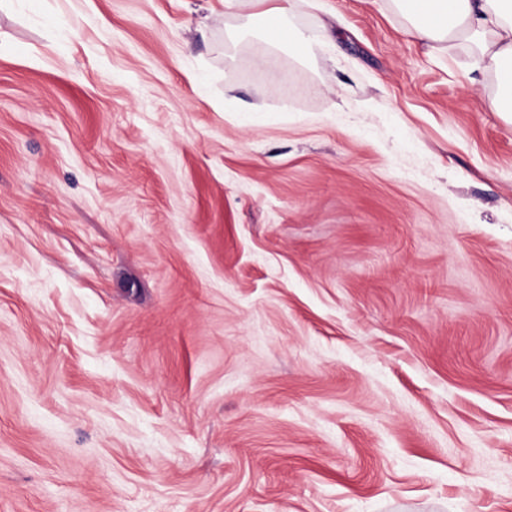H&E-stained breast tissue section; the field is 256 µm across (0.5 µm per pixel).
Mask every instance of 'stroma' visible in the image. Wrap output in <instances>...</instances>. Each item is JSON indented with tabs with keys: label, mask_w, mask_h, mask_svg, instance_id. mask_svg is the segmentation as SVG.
<instances>
[{
	"label": "stroma",
	"mask_w": 512,
	"mask_h": 512,
	"mask_svg": "<svg viewBox=\"0 0 512 512\" xmlns=\"http://www.w3.org/2000/svg\"><path fill=\"white\" fill-rule=\"evenodd\" d=\"M257 11L0 0V512H512V117ZM295 1L285 0L288 6H273L260 13L265 20L267 41L287 47L289 45L301 52L311 49L314 45H333L330 29L322 24L308 31L296 30L288 25L286 18L290 16Z\"/></svg>",
	"instance_id": "stroma-1"
}]
</instances>
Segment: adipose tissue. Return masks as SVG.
Returning a JSON list of instances; mask_svg holds the SVG:
<instances>
[{
    "instance_id": "1",
    "label": "adipose tissue",
    "mask_w": 512,
    "mask_h": 512,
    "mask_svg": "<svg viewBox=\"0 0 512 512\" xmlns=\"http://www.w3.org/2000/svg\"><path fill=\"white\" fill-rule=\"evenodd\" d=\"M382 9L400 18L405 32L424 42L433 53L452 54L459 45L469 49V69L491 77L493 111L512 115V0H380ZM288 6L262 11L269 43L304 52L332 43L323 25L302 31L291 28Z\"/></svg>"
}]
</instances>
